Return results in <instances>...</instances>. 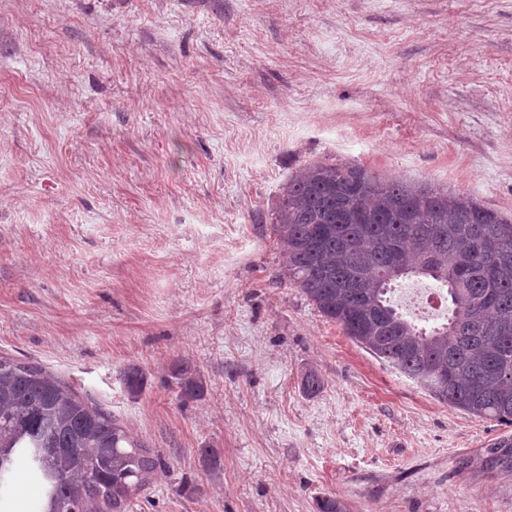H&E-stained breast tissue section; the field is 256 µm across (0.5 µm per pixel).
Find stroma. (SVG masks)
I'll use <instances>...</instances> for the list:
<instances>
[{"label":"stroma","instance_id":"stroma-1","mask_svg":"<svg viewBox=\"0 0 512 512\" xmlns=\"http://www.w3.org/2000/svg\"><path fill=\"white\" fill-rule=\"evenodd\" d=\"M312 161L512 215V0H0V354L160 457L133 512H512L479 464L512 427L282 278L271 218ZM174 378L181 389L184 400H196L204 393V384L196 370L187 362L177 361L173 366Z\"/></svg>","mask_w":512,"mask_h":512}]
</instances>
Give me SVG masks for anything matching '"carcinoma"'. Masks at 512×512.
Wrapping results in <instances>:
<instances>
[{
  "instance_id": "cac0c4a2",
  "label": "carcinoma",
  "mask_w": 512,
  "mask_h": 512,
  "mask_svg": "<svg viewBox=\"0 0 512 512\" xmlns=\"http://www.w3.org/2000/svg\"><path fill=\"white\" fill-rule=\"evenodd\" d=\"M272 231L283 276L347 336L438 401L512 426V216L464 193L376 175L356 163H310L288 178ZM423 277L447 291L448 317L420 327L387 299ZM185 400L204 384L173 366ZM147 377L125 374L138 394ZM512 469V435L485 449ZM44 491L42 512H130L162 468L116 416L39 364L0 355V489L17 461Z\"/></svg>"
}]
</instances>
